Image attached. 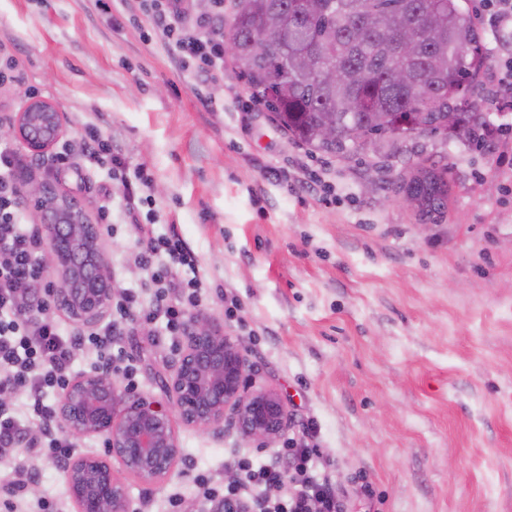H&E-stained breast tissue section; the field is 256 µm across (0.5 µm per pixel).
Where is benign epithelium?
Instances as JSON below:
<instances>
[{
	"label": "benign epithelium",
	"mask_w": 512,
	"mask_h": 512,
	"mask_svg": "<svg viewBox=\"0 0 512 512\" xmlns=\"http://www.w3.org/2000/svg\"><path fill=\"white\" fill-rule=\"evenodd\" d=\"M9 132L42 156L65 135V119L50 103L22 95ZM20 181L33 223L44 228L47 266L60 285L53 292L55 305L82 325H96L115 291L100 225L53 181L23 174ZM165 388L181 423L206 433L233 430L254 447L266 448L288 427L279 395L255 387L247 356L224 324L203 314L185 322ZM56 417L76 439L101 438L106 456L146 487L162 482L181 461L169 412L123 386L110 370L73 378L59 398ZM65 477L77 512H130L125 486L107 461L78 457Z\"/></svg>",
	"instance_id": "benign-epithelium-1"
}]
</instances>
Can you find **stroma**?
Listing matches in <instances>:
<instances>
[{"instance_id":"1","label":"stroma","mask_w":512,"mask_h":512,"mask_svg":"<svg viewBox=\"0 0 512 512\" xmlns=\"http://www.w3.org/2000/svg\"><path fill=\"white\" fill-rule=\"evenodd\" d=\"M0 50L24 74L0 85V119L28 90L66 119L65 140L94 122L151 177L155 233L177 227L208 284L201 309L245 350L257 385L292 415L256 448L177 425L182 461L144 489L120 464L132 512H209L196 478L224 482L235 458H276L317 431L314 466L343 512H512V131L495 150L425 133L345 157L311 154L257 103L232 61L217 81H187L139 0H0ZM97 217L107 171L47 170ZM449 166L448 208L421 230L397 186L425 160ZM107 253L117 293L152 299L127 257L137 235L114 214ZM240 304L224 315L221 291ZM178 345L164 320L123 322L127 383L165 401ZM28 469L34 492L75 512L63 470L17 448L0 472Z\"/></svg>"}]
</instances>
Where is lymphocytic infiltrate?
Instances as JSON below:
<instances>
[{
    "instance_id": "obj_1",
    "label": "lymphocytic infiltrate",
    "mask_w": 512,
    "mask_h": 512,
    "mask_svg": "<svg viewBox=\"0 0 512 512\" xmlns=\"http://www.w3.org/2000/svg\"><path fill=\"white\" fill-rule=\"evenodd\" d=\"M208 15L188 30L181 0H162L152 14L156 28L167 37L173 56L196 63L191 77L197 78L224 67V0H213ZM80 150L88 162L109 158L110 181L120 190L122 207L128 217H136L145 200L138 196L137 185L147 183L142 168L129 166L112 153V140L97 126L85 125L77 148L63 147L52 162L66 167L73 150ZM23 159L12 143L0 138V394L24 393L22 407L0 403V448H13L24 442L27 428L22 419L32 414L39 418L44 433L43 445L59 464H66L73 451L71 443L58 435L55 413L47 404L48 392L65 389L73 362L85 345L97 349L104 361H112L115 327L80 335L67 330L52 311L51 294L38 287L42 263L40 235L28 225L22 209L20 188L15 172ZM137 248L131 258L146 274V287L154 298L148 306L137 303L134 294H125L115 305L119 317H134L151 322L164 316L170 330L181 329L190 309L200 304L199 290L204 282L196 276V261L177 231L154 234L150 225L138 227ZM313 446L288 448L283 462H271L252 468L240 462L243 484L218 487L208 478L197 483L205 497L223 501L233 508L242 497L243 486L261 488L270 512H342V505L325 480L311 474L309 463Z\"/></svg>"
}]
</instances>
